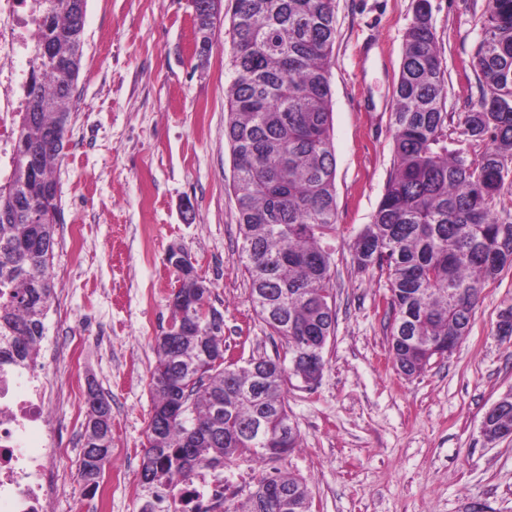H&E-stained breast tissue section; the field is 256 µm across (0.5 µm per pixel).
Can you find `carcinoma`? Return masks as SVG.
<instances>
[{
    "label": "carcinoma",
    "mask_w": 512,
    "mask_h": 512,
    "mask_svg": "<svg viewBox=\"0 0 512 512\" xmlns=\"http://www.w3.org/2000/svg\"><path fill=\"white\" fill-rule=\"evenodd\" d=\"M87 0H36L40 35L12 172L0 185V341L28 359L46 332L55 299L51 272L60 208L55 168L64 156L81 70ZM229 34L234 80L224 135L240 262L257 315L284 343V357L231 360L199 369L224 348V326L203 308L186 312L174 345L156 339L152 412L142 482L160 486L200 468L250 457L266 463L298 446L283 385L295 357L329 327L336 230V158L331 142L329 64L336 39L333 0H232ZM209 55L216 25L194 18ZM482 95L463 119L464 134L487 142L478 159L448 148L447 85L431 11L414 5L390 115L393 171L373 215L352 245L361 269L388 273L395 312L388 338L394 364L420 375L433 344L458 345L469 333L483 286L512 265V219L492 209L512 159V0L486 11L476 54ZM181 289L206 298L201 277ZM399 336L414 337L413 343ZM84 400L80 462L87 488L99 486L112 448V407L93 383ZM512 431V401L486 432ZM306 484L290 474L258 479L232 512H311Z\"/></svg>",
    "instance_id": "carcinoma-1"
}]
</instances>
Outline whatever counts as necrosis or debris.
<instances>
[{
	"mask_svg": "<svg viewBox=\"0 0 512 512\" xmlns=\"http://www.w3.org/2000/svg\"><path fill=\"white\" fill-rule=\"evenodd\" d=\"M33 0H0V180L7 179L8 125L23 111L38 32ZM53 394L39 360L20 361L0 346V512H51L59 495L56 467L64 455ZM224 499L223 470L203 469L141 499V512H214Z\"/></svg>",
	"mask_w": 512,
	"mask_h": 512,
	"instance_id": "necrosis-or-debris-1",
	"label": "necrosis or debris"
}]
</instances>
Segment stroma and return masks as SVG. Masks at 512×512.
Segmentation results:
<instances>
[{
  "label": "stroma",
  "mask_w": 512,
  "mask_h": 512,
  "mask_svg": "<svg viewBox=\"0 0 512 512\" xmlns=\"http://www.w3.org/2000/svg\"><path fill=\"white\" fill-rule=\"evenodd\" d=\"M414 0H335L330 64L336 157L333 245L336 322L321 377L284 385L301 446L281 460L224 468L227 512L257 480L288 472L305 481L313 512H512V438L487 443L485 412L512 390V339L498 335L512 308V267L489 281L468 336L414 377L397 371L387 336L394 319L387 275L359 270L349 245L370 223L393 166L390 112ZM447 82L448 146L475 158L460 123L480 94L476 53L486 0H430ZM191 0H87L76 111L58 180L61 222L54 273L67 312L52 308L50 336L86 346L47 377L65 393L62 490L53 512H95L80 476L84 397L95 380L112 405L107 512H139L151 412L154 339L179 286L171 246L187 252L224 314V347L239 365L284 345L255 314L239 261L232 154L224 135L231 83L229 18L198 65Z\"/></svg>",
  "instance_id": "1"
}]
</instances>
